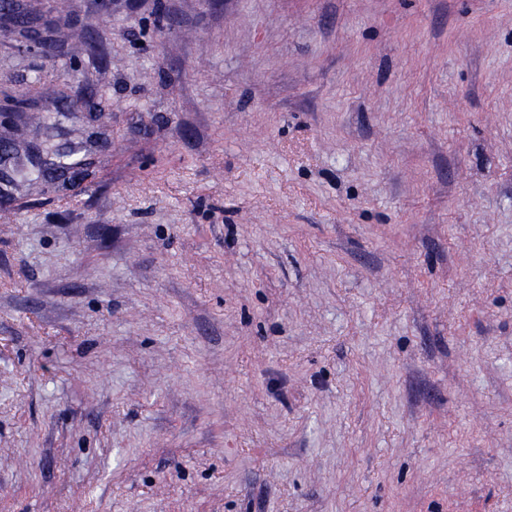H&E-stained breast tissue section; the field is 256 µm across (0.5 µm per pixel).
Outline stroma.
Returning a JSON list of instances; mask_svg holds the SVG:
<instances>
[{
  "instance_id": "obj_1",
  "label": "stroma",
  "mask_w": 512,
  "mask_h": 512,
  "mask_svg": "<svg viewBox=\"0 0 512 512\" xmlns=\"http://www.w3.org/2000/svg\"><path fill=\"white\" fill-rule=\"evenodd\" d=\"M81 192L0 207V512H512V0H30Z\"/></svg>"
}]
</instances>
